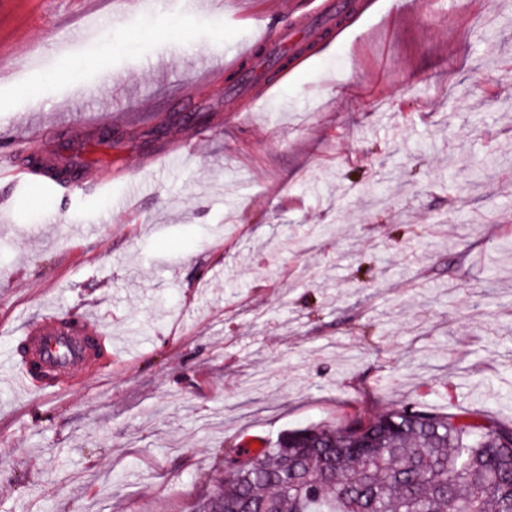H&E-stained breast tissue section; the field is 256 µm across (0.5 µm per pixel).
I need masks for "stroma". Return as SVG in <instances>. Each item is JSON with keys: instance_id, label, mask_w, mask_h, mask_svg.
<instances>
[{"instance_id": "obj_1", "label": "stroma", "mask_w": 512, "mask_h": 512, "mask_svg": "<svg viewBox=\"0 0 512 512\" xmlns=\"http://www.w3.org/2000/svg\"><path fill=\"white\" fill-rule=\"evenodd\" d=\"M352 2L249 102L205 68L324 0H0V359L105 348L0 369V512H194L225 451L410 401L512 421V0ZM26 160L30 166L52 169L55 172L57 184L59 185L70 183L72 171L81 170L83 172L89 165V162L77 154L70 158L63 157L60 154L28 156ZM70 330L49 331L39 341L44 348V360L51 366L65 370L77 362L82 345L88 343L86 335L71 336Z\"/></svg>"}]
</instances>
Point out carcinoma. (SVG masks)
Returning a JSON list of instances; mask_svg holds the SVG:
<instances>
[{"mask_svg": "<svg viewBox=\"0 0 512 512\" xmlns=\"http://www.w3.org/2000/svg\"><path fill=\"white\" fill-rule=\"evenodd\" d=\"M57 184L89 162L27 157ZM197 512H512V423L405 403L345 428L289 431L224 454V488Z\"/></svg>", "mask_w": 512, "mask_h": 512, "instance_id": "obj_1", "label": "carcinoma"}]
</instances>
